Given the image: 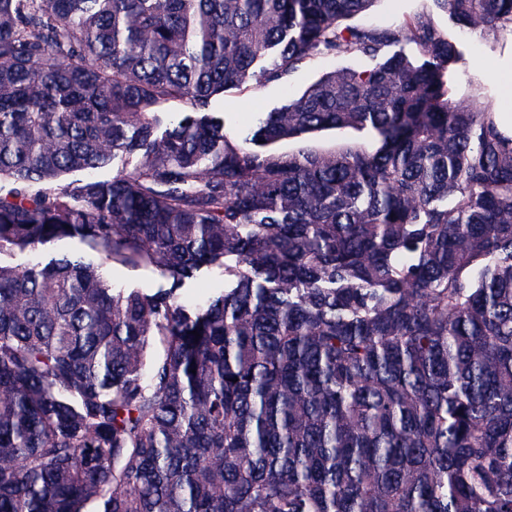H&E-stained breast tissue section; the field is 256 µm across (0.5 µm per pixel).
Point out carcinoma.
I'll return each instance as SVG.
<instances>
[{
	"label": "carcinoma",
	"instance_id": "1",
	"mask_svg": "<svg viewBox=\"0 0 512 512\" xmlns=\"http://www.w3.org/2000/svg\"><path fill=\"white\" fill-rule=\"evenodd\" d=\"M373 2L0 0V254L171 280L0 264V512H512V128L454 98L430 12L346 24ZM431 2L512 30V0ZM336 56L374 65L247 133L209 110ZM346 127L377 140H303ZM139 157L136 154H117L111 165L97 170L94 175L100 180L112 179V175L121 170H130L139 163ZM64 255H82L89 261L98 262L97 253L86 243L78 239H63L40 246L35 250L3 254L1 256V263L10 266L27 265L37 262L45 264L52 259H57ZM105 276L113 288L139 289L155 293L160 288H168V281L152 268H132L118 264L105 267ZM222 288H224L223 272L218 268H211L187 280L180 289V296L186 303L201 304L218 294Z\"/></svg>",
	"mask_w": 512,
	"mask_h": 512
}]
</instances>
